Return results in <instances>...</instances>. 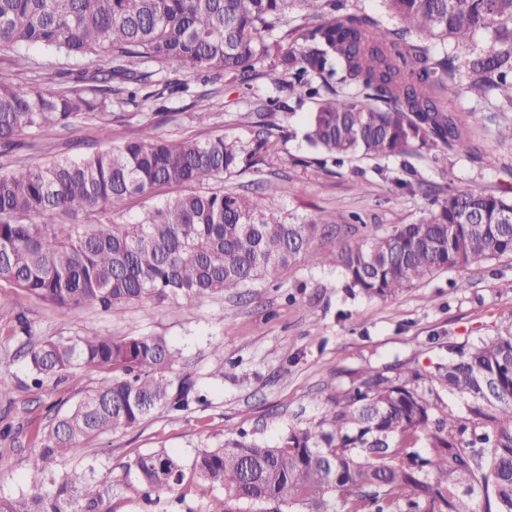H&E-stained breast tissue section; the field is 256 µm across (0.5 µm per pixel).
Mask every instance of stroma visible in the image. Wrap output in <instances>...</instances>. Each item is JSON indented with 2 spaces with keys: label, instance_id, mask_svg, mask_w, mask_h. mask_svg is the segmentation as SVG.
I'll return each mask as SVG.
<instances>
[{
  "label": "stroma",
  "instance_id": "obj_1",
  "mask_svg": "<svg viewBox=\"0 0 512 512\" xmlns=\"http://www.w3.org/2000/svg\"><path fill=\"white\" fill-rule=\"evenodd\" d=\"M264 64H256L246 82L186 78V92L159 99L113 105L112 127L120 137L138 136L146 122L171 139L226 140L251 144L268 100L278 102L277 128L262 162L242 173L225 175V189L262 196L289 223L320 215L347 226L343 237L319 240L325 250L354 241L353 219L390 230L426 217L434 196L454 190L512 189V141L498 142L494 125L473 111L462 86L449 97L462 121L475 127L482 161L438 149L407 158L374 160L356 156L343 166L317 164L318 153L304 139L314 101L301 92L269 83ZM210 93V112L199 120L197 95ZM37 149L20 148L12 159L30 165L58 156H80L107 148L97 124L85 122L71 131L37 133ZM455 272L435 276L412 290L387 299L350 296L334 266H299L277 280L260 281L243 297L222 296L197 308L163 304L153 310L138 305L107 315L87 310L65 315L19 290L10 295L16 310L26 312L35 337L100 333L167 337L181 351L207 402L185 412L156 413L139 427L100 437L96 469L110 480L112 512H206L207 496L181 490L144 503L124 477L126 463L158 449L192 462L197 451L222 443L240 430L258 432L276 443L289 425L315 424L332 397L348 391L364 368L378 371L398 363L426 367L447 354L448 342L463 343L512 326V258L493 259L469 271V288L456 291ZM224 376L212 378L216 367ZM106 370L86 367L68 380L30 387L22 360L0 350V493L24 487L27 458L35 433L49 423L53 410L73 407L82 393L107 378Z\"/></svg>",
  "mask_w": 512,
  "mask_h": 512
}]
</instances>
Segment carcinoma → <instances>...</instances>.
Masks as SVG:
<instances>
[{
    "label": "carcinoma",
    "instance_id": "cac0c4a2",
    "mask_svg": "<svg viewBox=\"0 0 512 512\" xmlns=\"http://www.w3.org/2000/svg\"><path fill=\"white\" fill-rule=\"evenodd\" d=\"M382 4L367 13L336 0H0V47L20 68L33 47L90 60L26 84L0 82V147L85 119L113 140L112 95L158 96L143 63L243 77L267 58L269 81L317 100L306 140L335 163L434 148L483 159L446 98L460 82L471 111H489L491 122L512 112V0ZM298 10L317 17L289 31L299 47L262 38ZM338 85L355 93L339 95ZM258 126L247 147L222 135L169 140L149 123L105 150L0 171V284L64 313H112L163 301L197 307L299 263L332 264L350 295L387 298L512 255V197L491 190L450 191L416 223L316 249L328 221L288 224L261 196L210 188L257 162L274 124ZM173 185L188 191L131 222L98 219ZM7 335L36 386L89 365L112 377L35 434L26 488L0 494V512H112V486L93 465L65 462L76 451L93 461L94 439L200 402L192 374L175 373L181 352L164 336L34 340L21 312ZM447 350L423 371L363 370L314 426H290L274 445L241 433L190 465L162 449L138 455L126 473L145 500L192 482L212 497L209 512H512V328ZM441 391L461 401V413L441 414Z\"/></svg>",
    "mask_w": 512,
    "mask_h": 512
}]
</instances>
